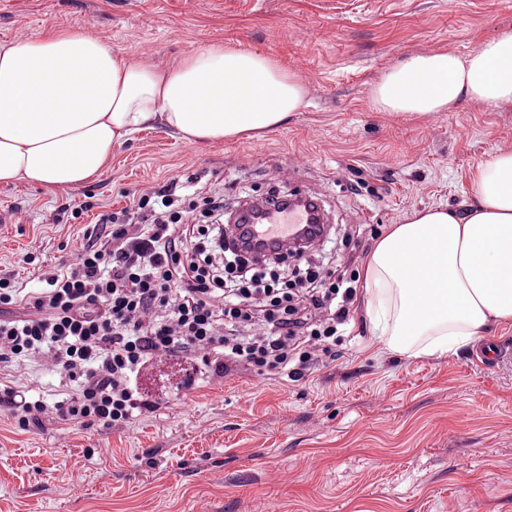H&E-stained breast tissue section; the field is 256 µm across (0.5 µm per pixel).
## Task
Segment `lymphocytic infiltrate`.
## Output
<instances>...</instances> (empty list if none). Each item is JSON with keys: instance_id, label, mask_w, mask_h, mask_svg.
Returning <instances> with one entry per match:
<instances>
[{"instance_id": "obj_1", "label": "lymphocytic infiltrate", "mask_w": 512, "mask_h": 512, "mask_svg": "<svg viewBox=\"0 0 512 512\" xmlns=\"http://www.w3.org/2000/svg\"><path fill=\"white\" fill-rule=\"evenodd\" d=\"M100 221L109 233L41 288L0 278V306L24 310L0 317V365L42 361L76 385L51 406H16L14 389L0 388L21 430L49 414L129 426L159 409L139 392L141 367L176 352L220 373L243 366L299 381L348 319L354 277L335 278L300 252L288 273L282 256L249 259L228 243L222 199L158 191Z\"/></svg>"}]
</instances>
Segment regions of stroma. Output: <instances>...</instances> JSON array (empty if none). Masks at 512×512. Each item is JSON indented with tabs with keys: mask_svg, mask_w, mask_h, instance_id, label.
Wrapping results in <instances>:
<instances>
[{
	"mask_svg": "<svg viewBox=\"0 0 512 512\" xmlns=\"http://www.w3.org/2000/svg\"><path fill=\"white\" fill-rule=\"evenodd\" d=\"M79 32L161 65L212 43L265 53L305 84V106L262 137L189 145L156 127L113 147L95 179L49 194L0 186V277L38 287V249L70 263L99 216L191 184L225 207L277 190L316 194L331 220L310 259L363 274L371 249L413 211L475 205L476 168L512 149V106L464 104L432 118L377 111L370 91L408 55H465L512 32V0H0V43ZM512 323L458 354L394 352L374 335L364 286L331 354L304 379L193 355L147 362L160 409L122 428L0 409V512H512ZM0 383L60 400L31 362Z\"/></svg>",
	"mask_w": 512,
	"mask_h": 512,
	"instance_id": "stroma-1",
	"label": "stroma"
}]
</instances>
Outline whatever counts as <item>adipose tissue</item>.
<instances>
[{"instance_id":"ef3b65f1","label":"adipose tissue","mask_w":512,"mask_h":512,"mask_svg":"<svg viewBox=\"0 0 512 512\" xmlns=\"http://www.w3.org/2000/svg\"><path fill=\"white\" fill-rule=\"evenodd\" d=\"M381 112L428 117L465 103L512 105V32L462 56H407L372 87ZM306 98L302 81L255 50L208 45L175 65L130 60L82 33L0 44V184L47 193L96 178L112 148L162 123L184 142L256 137ZM477 203L391 225L365 282L377 336L396 351L451 352L512 322V150L475 171Z\"/></svg>"}]
</instances>
